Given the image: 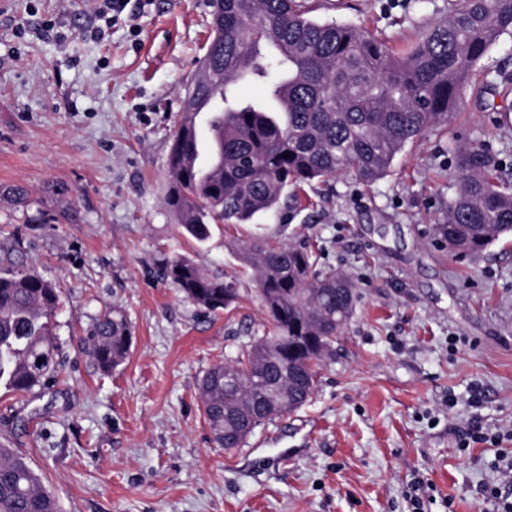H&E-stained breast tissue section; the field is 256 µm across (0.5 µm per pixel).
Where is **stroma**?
I'll return each mask as SVG.
<instances>
[{
  "mask_svg": "<svg viewBox=\"0 0 512 512\" xmlns=\"http://www.w3.org/2000/svg\"><path fill=\"white\" fill-rule=\"evenodd\" d=\"M310 18L362 25L408 48L459 0H306ZM94 0H0V264L61 292L55 376L24 397L0 390L8 436L58 512H496L481 494L512 447V233L478 255L449 253L435 222L457 160L480 148L512 178V32L463 90L460 116L408 145L370 185L302 184L246 224L200 242L164 204L172 134L211 32L209 0H126L103 38L85 36ZM72 189L70 201L49 192ZM315 249L354 284V314L311 399L244 446L211 441L198 383L267 323L240 253L254 238ZM184 255L232 277L216 312L158 278ZM119 308L124 364L96 370L80 338ZM499 444L461 440L472 423Z\"/></svg>",
  "mask_w": 512,
  "mask_h": 512,
  "instance_id": "1",
  "label": "stroma"
}]
</instances>
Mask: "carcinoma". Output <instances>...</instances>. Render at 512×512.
Masks as SVG:
<instances>
[{"mask_svg": "<svg viewBox=\"0 0 512 512\" xmlns=\"http://www.w3.org/2000/svg\"><path fill=\"white\" fill-rule=\"evenodd\" d=\"M512 30V0H462L447 20L423 29L402 52L353 24L321 23L298 0H222L214 36L189 89L196 103L220 96L218 162L202 173L184 164L183 125L172 137L165 204L192 238L215 221L245 224L276 208L288 187L349 174L372 184L387 175L407 144L424 138L460 109L473 67ZM260 81L265 96L239 97L241 82ZM435 233L451 252L482 253L512 232V183L487 153H464ZM257 274L270 327L212 365L199 391L213 441L238 448L259 425L290 414L313 394L322 362L354 312L352 283L302 247L257 239L242 249ZM162 278L208 311L238 299L234 280L191 259L166 260ZM60 296L35 271L0 270V386L26 395L56 372L52 318ZM131 333L126 315L93 321L85 350L103 373L121 366ZM280 385L285 409L264 410ZM0 512H58L26 458L0 443Z\"/></svg>", "mask_w": 512, "mask_h": 512, "instance_id": "obj_1", "label": "carcinoma"}]
</instances>
